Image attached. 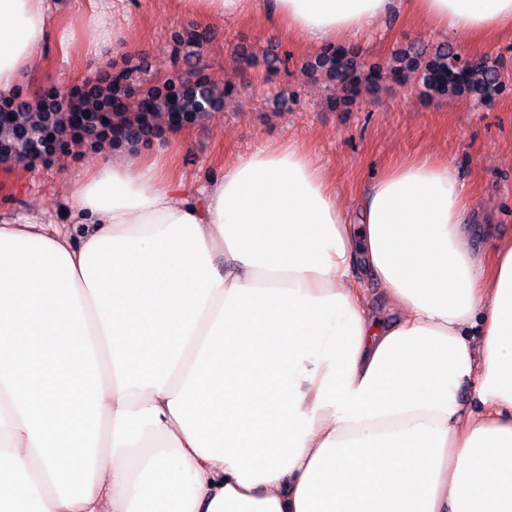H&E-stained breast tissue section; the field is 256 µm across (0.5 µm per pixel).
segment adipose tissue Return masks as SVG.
Returning <instances> with one entry per match:
<instances>
[{
  "mask_svg": "<svg viewBox=\"0 0 512 512\" xmlns=\"http://www.w3.org/2000/svg\"><path fill=\"white\" fill-rule=\"evenodd\" d=\"M50 3L0 0V103ZM409 3L477 39L512 25V0ZM184 6L333 47L393 0ZM71 210L77 243L0 225V512H512V240L473 249L454 167L389 168L359 224L293 143L199 191L106 160ZM355 279L363 283L364 288H368V299L371 310L379 315L386 313V298L381 285L371 274L356 270L353 275Z\"/></svg>",
  "mask_w": 512,
  "mask_h": 512,
  "instance_id": "obj_1",
  "label": "adipose tissue"
}]
</instances>
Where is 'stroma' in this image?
I'll use <instances>...</instances> for the list:
<instances>
[{"label":"stroma","instance_id":"stroma-1","mask_svg":"<svg viewBox=\"0 0 512 512\" xmlns=\"http://www.w3.org/2000/svg\"><path fill=\"white\" fill-rule=\"evenodd\" d=\"M50 39L21 86L24 97L49 86H73L97 74L87 62L96 48L102 66L123 67L143 58L148 79L190 68L174 60L172 37L184 29L207 35L204 63L216 85L232 81L221 109L202 123L168 132L157 143L128 154L158 159L175 176L203 184L220 179L226 163L271 143L292 142L310 152L334 181L352 223H360L366 192L388 166L416 157L448 161L470 204L466 226L472 245L490 251L512 238V29L478 43L463 32H445L400 5L377 20L358 47L369 62H387L394 52L419 43H448L470 59H486L499 70L502 90L479 103L466 96L430 100L414 83L385 81L374 95L330 108L336 90L307 64L320 46L273 32L262 17L202 19L185 14L178 0H56ZM122 26L125 55L112 53L107 34ZM286 66L271 71V54ZM100 153L69 150L50 165L30 170L0 166V223L23 218L68 223L66 206L75 179L88 176Z\"/></svg>","mask_w":512,"mask_h":512}]
</instances>
